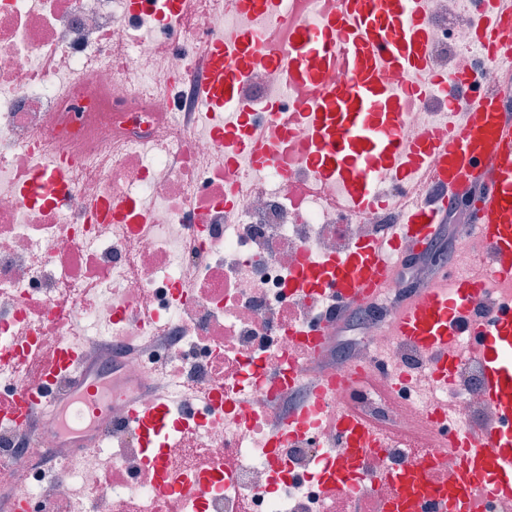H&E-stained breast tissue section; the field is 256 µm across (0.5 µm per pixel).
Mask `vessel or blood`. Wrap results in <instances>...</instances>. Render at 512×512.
Listing matches in <instances>:
<instances>
[{"mask_svg":"<svg viewBox=\"0 0 512 512\" xmlns=\"http://www.w3.org/2000/svg\"><path fill=\"white\" fill-rule=\"evenodd\" d=\"M411 0H339L335 15L313 28L296 33L289 68L301 79H315L321 64L343 53L349 65L348 81L322 88L320 112L314 113L315 161L327 171L349 175L359 204L375 198V176L381 166L404 159L422 161L437 156L440 164L432 177L443 191L456 196L476 195L475 222L490 256L477 269L455 281L437 279L420 288L394 316L390 331L397 339L429 354L440 381H447L461 334L480 333L483 388L487 400L499 411L500 422L479 433L459 432L450 439L451 451L462 458L454 473L433 475L426 464H405L390 471L397 487L391 512H411L422 496L439 498L443 512H472L470 492L478 488L496 498H512V433L501 421L512 420V309L498 312L486 325L474 321L469 310L482 294L485 281L512 290V114L505 110L512 81L501 91L480 93L467 111L457 114L453 128L441 136L426 135L406 142L395 132L396 93L383 89L375 72L394 68L417 80L428 53L422 36L424 20L411 11ZM487 41L491 60L512 69V0H495L493 18L478 29ZM254 50L250 33H242L234 55L215 44L206 61V98L212 111H223L239 94V79ZM477 75L464 74L454 84H438L440 96L453 99L475 88ZM240 148L266 160L249 132L246 114H239L231 128ZM437 204L423 202L407 209L402 224L389 235L356 244L346 255L318 268L301 267L294 284L304 290H336L337 305L355 308L377 298L390 286L391 260L404 242L425 247L439 223ZM57 371L72 377L69 395L25 406L21 426L31 429L36 418H52L63 448H92L102 438V424L114 404L130 413L147 457L166 486L190 488L203 494L208 482L173 477L163 465L168 434L175 424L166 395L142 403L137 381L121 370L107 368L74 348L64 349ZM312 408L301 406L288 413L270 435V449H277L283 429L313 424ZM342 447L348 454L339 465L323 466L318 476L325 486L346 487L357 479L356 465L368 451L383 447L379 431L359 417L341 410L334 421Z\"/></svg>","mask_w":512,"mask_h":512,"instance_id":"vessel-or-blood-1","label":"vessel or blood"}]
</instances>
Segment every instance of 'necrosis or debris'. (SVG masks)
I'll return each instance as SVG.
<instances>
[{"instance_id":"obj_1","label":"necrosis or debris","mask_w":512,"mask_h":512,"mask_svg":"<svg viewBox=\"0 0 512 512\" xmlns=\"http://www.w3.org/2000/svg\"><path fill=\"white\" fill-rule=\"evenodd\" d=\"M488 2L418 0L425 83L473 72L481 90L499 86L473 35ZM337 3L271 0L255 13L237 0H185L168 14L164 0L138 13L128 0H0V493L23 498L24 512H388V469L425 461L451 472L449 437L495 417L472 337L460 338L461 358L442 383L427 355L370 319L351 360L354 382L327 398L309 393L321 420L284 437L286 472L274 475V391L264 380L309 376L312 357L328 352L311 355L307 338L338 333L328 301L291 288V278L393 231L411 181L407 165L380 170L376 200L362 206L341 175L315 167L299 107L317 105L321 87L348 72L338 56L303 83L286 59L295 31ZM244 31L256 46L235 107L252 113L265 164L224 139L196 85L208 48H233ZM376 79L402 97L396 133L405 141L447 132L450 110L468 103L409 91L389 68ZM473 213L458 211L467 247L449 274L487 257ZM90 336L116 350L165 337L126 358L127 377L166 380L182 402L223 394V410L182 415L165 458L176 476H209L204 497L161 484L120 407L100 448L33 468L55 447L57 427L48 420L22 434L11 401L22 390L37 397L55 353L86 348ZM340 407L384 429L388 443L362 460L360 483L334 493L310 465L344 456L330 424Z\"/></svg>"}]
</instances>
